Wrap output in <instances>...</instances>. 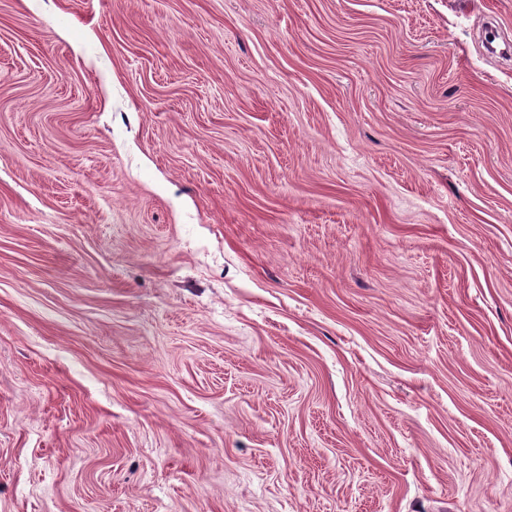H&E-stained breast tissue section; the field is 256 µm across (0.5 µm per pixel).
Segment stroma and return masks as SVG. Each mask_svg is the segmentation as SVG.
Instances as JSON below:
<instances>
[{
  "instance_id": "1",
  "label": "stroma",
  "mask_w": 512,
  "mask_h": 512,
  "mask_svg": "<svg viewBox=\"0 0 512 512\" xmlns=\"http://www.w3.org/2000/svg\"><path fill=\"white\" fill-rule=\"evenodd\" d=\"M512 0H0V512H512Z\"/></svg>"
}]
</instances>
